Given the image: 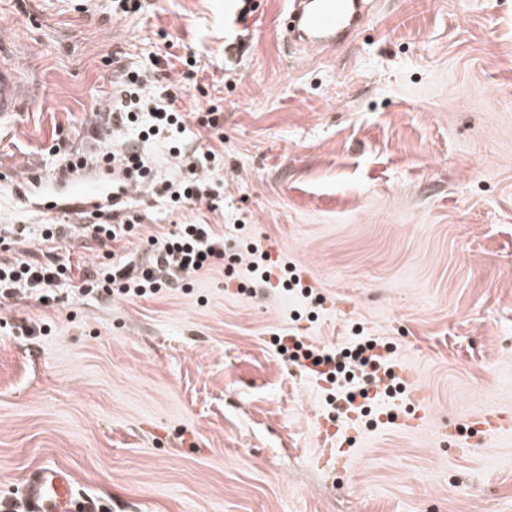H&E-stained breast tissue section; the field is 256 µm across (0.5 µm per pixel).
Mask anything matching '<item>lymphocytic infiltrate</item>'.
<instances>
[{"label":"lymphocytic infiltrate","instance_id":"obj_1","mask_svg":"<svg viewBox=\"0 0 512 512\" xmlns=\"http://www.w3.org/2000/svg\"><path fill=\"white\" fill-rule=\"evenodd\" d=\"M146 121L141 138H168L172 130H183L184 117L176 110L174 96L153 73L139 69L124 72L121 89L112 104L111 123L132 127ZM218 158L214 151L197 150L181 163L179 179L167 182L165 191L172 201L197 206L213 195ZM21 233L12 225L0 226V297L25 291L29 297L46 300L53 286L71 278L68 257L46 252L43 259L28 260L15 251ZM146 260L119 256L106 267L85 268L78 290L88 295L104 292L124 298L155 295L185 279L222 266L233 271L237 257L224 251V235L211 224H177L161 235L143 238Z\"/></svg>","mask_w":512,"mask_h":512}]
</instances>
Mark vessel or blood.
Here are the masks:
<instances>
[{"instance_id":"1","label":"vessel or blood","mask_w":512,"mask_h":512,"mask_svg":"<svg viewBox=\"0 0 512 512\" xmlns=\"http://www.w3.org/2000/svg\"><path fill=\"white\" fill-rule=\"evenodd\" d=\"M371 8L370 0H288L282 39L295 49L334 50L336 45L357 34ZM44 97L35 67L18 48L12 25L0 24V130L13 126L24 114L36 111ZM134 174L116 167L111 183H97L72 198L87 207L108 205L113 217H121L123 205L136 188ZM23 512H97L94 502L75 491L71 473L53 464L30 468L24 478Z\"/></svg>"}]
</instances>
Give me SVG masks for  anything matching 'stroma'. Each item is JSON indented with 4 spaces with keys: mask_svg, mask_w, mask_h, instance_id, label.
<instances>
[{
    "mask_svg": "<svg viewBox=\"0 0 512 512\" xmlns=\"http://www.w3.org/2000/svg\"><path fill=\"white\" fill-rule=\"evenodd\" d=\"M284 8L0 0L48 90L0 131V171L98 153L122 51L174 92L184 146L224 157L214 204L138 187L141 235L218 224L239 258L149 298L0 299V498L49 463L103 512H512V432L472 429L512 419V0H376L304 65L276 36ZM213 105L218 137L197 117ZM84 222L0 194L28 258L43 225ZM256 241L315 294L255 287ZM284 336L389 346L412 381L371 408L400 418L337 416L339 384L285 365ZM349 435V466L317 464Z\"/></svg>",
    "mask_w": 512,
    "mask_h": 512,
    "instance_id": "obj_1",
    "label": "stroma"
}]
</instances>
